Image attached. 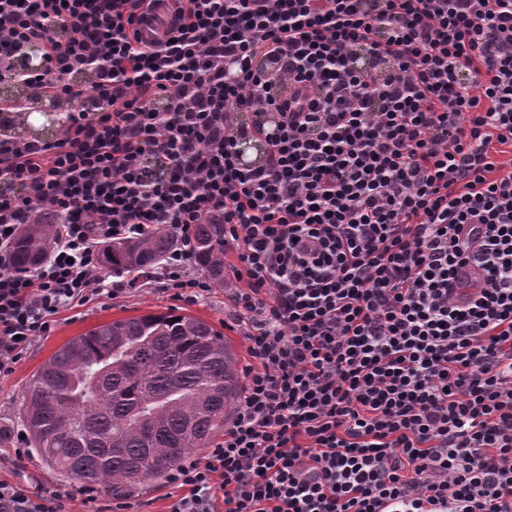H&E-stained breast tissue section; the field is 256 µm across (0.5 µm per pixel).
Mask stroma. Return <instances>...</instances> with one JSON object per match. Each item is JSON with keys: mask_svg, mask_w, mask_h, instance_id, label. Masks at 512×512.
Here are the masks:
<instances>
[{"mask_svg": "<svg viewBox=\"0 0 512 512\" xmlns=\"http://www.w3.org/2000/svg\"><path fill=\"white\" fill-rule=\"evenodd\" d=\"M173 307L213 324L230 340L240 361L248 362L246 341L240 329L232 325L233 317L225 303L224 289H212L207 298L194 303L173 300L156 288H134L116 299L100 296L62 310L50 335L37 338L14 372L0 377V423L11 427L12 431H21L19 406L30 379L70 338L103 323ZM22 477L31 478L32 490L36 493L45 489L65 492L75 488L73 482L47 467L33 449L27 447L19 453L12 447H0V479L12 482Z\"/></svg>", "mask_w": 512, "mask_h": 512, "instance_id": "stroma-1", "label": "stroma"}]
</instances>
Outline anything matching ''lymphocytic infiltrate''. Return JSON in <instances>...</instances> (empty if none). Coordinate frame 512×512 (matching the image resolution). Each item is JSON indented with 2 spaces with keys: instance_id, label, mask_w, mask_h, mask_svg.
Listing matches in <instances>:
<instances>
[{
  "instance_id": "f902f5d3",
  "label": "lymphocytic infiltrate",
  "mask_w": 512,
  "mask_h": 512,
  "mask_svg": "<svg viewBox=\"0 0 512 512\" xmlns=\"http://www.w3.org/2000/svg\"><path fill=\"white\" fill-rule=\"evenodd\" d=\"M29 43L23 82L75 111L0 139V377L72 304L209 294L192 229L220 224L250 360L169 512H512V0H0V81ZM160 227L155 270L107 282L101 245ZM65 498L0 481V512ZM24 224L12 247V266L17 272H28L48 260L55 224Z\"/></svg>"
}]
</instances>
